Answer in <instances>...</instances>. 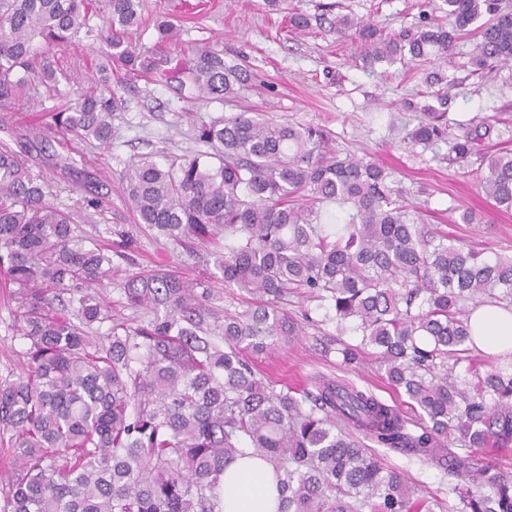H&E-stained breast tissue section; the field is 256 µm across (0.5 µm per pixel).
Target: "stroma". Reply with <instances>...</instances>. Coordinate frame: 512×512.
Masks as SVG:
<instances>
[{
  "instance_id": "1",
  "label": "stroma",
  "mask_w": 512,
  "mask_h": 512,
  "mask_svg": "<svg viewBox=\"0 0 512 512\" xmlns=\"http://www.w3.org/2000/svg\"><path fill=\"white\" fill-rule=\"evenodd\" d=\"M285 5L305 13L309 27L288 31L285 19L269 12L264 0H203L194 16L181 19L179 35L168 47L171 57L184 59L196 50L208 49L220 53L227 64L246 68L251 78L237 97L223 102L194 99L164 80L140 78L124 92V104L112 116L109 147L94 141H66L58 135L46 146L30 147L29 163L48 178L60 207L75 206L92 177L104 174L111 178L105 212L80 221L78 232L89 247L113 241L119 230L134 239L125 254L113 256L112 277L97 289L114 319L131 325L151 319V310L126 305L120 285L128 276L157 267L189 280L211 281L216 313L249 309V302L236 289L217 280L211 245L197 241L180 245L156 237L126 205L119 181L121 172L136 158L203 151L196 126L247 107L278 122L330 130L341 154L372 159L395 170L410 202L429 209L430 223L486 254L512 255V211L493 207L471 177L449 163L446 145L411 149L403 142L417 122L416 112L406 109L403 102L414 99L422 105L444 107L449 118L458 121L477 114L507 118L498 143L512 149V64L495 68L483 79L472 75L469 59L477 39H464L453 65L444 69L448 102L443 105L424 93L426 66H414L408 74L397 63L363 66L360 41L352 35H338L334 28L341 15L372 21L389 32L416 28L426 17L444 25L448 16L443 0H286ZM87 26L88 33L80 35L59 59L66 80L51 91L31 82L30 101L15 112L14 123L47 121L55 108L81 94L83 77L92 73L105 47L103 15L92 16ZM467 209L481 215L482 223H462L460 216ZM285 309L301 321L302 330L299 336L275 339L265 352L253 356L265 377L298 389L307 388L310 377L318 373L337 377L371 389L409 420H418L408 398L389 386L378 364L367 360L345 365L336 352L325 351L324 343L335 335L336 325L325 321L315 301L292 294ZM306 312L311 315L307 321L302 318ZM17 326L14 303L0 295V382L16 378L25 368L27 342ZM374 454L385 467L402 473L417 496L433 501V512H448L449 505L455 504L450 491L454 480L443 470L386 448H375Z\"/></svg>"
}]
</instances>
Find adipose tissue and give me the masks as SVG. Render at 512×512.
<instances>
[{
    "mask_svg": "<svg viewBox=\"0 0 512 512\" xmlns=\"http://www.w3.org/2000/svg\"><path fill=\"white\" fill-rule=\"evenodd\" d=\"M475 348L488 356L512 352V310L483 305L469 315ZM223 512H278L279 488L273 468L259 456L239 457L224 471Z\"/></svg>",
    "mask_w": 512,
    "mask_h": 512,
    "instance_id": "adipose-tissue-1",
    "label": "adipose tissue"
}]
</instances>
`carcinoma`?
Returning a JSON list of instances; mask_svg holds the SVG:
<instances>
[{
  "label": "carcinoma",
  "instance_id": "cac0c4a2",
  "mask_svg": "<svg viewBox=\"0 0 512 512\" xmlns=\"http://www.w3.org/2000/svg\"><path fill=\"white\" fill-rule=\"evenodd\" d=\"M97 0H0V124L25 98L30 79L57 83L34 66L33 41L66 51ZM449 27L424 24L387 32L336 18L353 30L369 64L452 63L457 40L479 26L470 60L486 76L512 61V7L502 0H444ZM111 51L96 70L109 78L157 76L222 101L248 80L218 54L198 52L169 66L164 41L151 57L132 47L140 0H107ZM121 105L105 86L51 114L46 126L17 131L18 149L0 146V286L20 312L27 340L24 375L0 383V431L14 448L0 469V512H223L224 469L251 451L274 469L279 512H419L404 478L386 471L351 435L424 458L456 480L453 512H512V474L488 454L512 451V364L472 371L466 303L512 301V257L493 259L426 224L394 172L374 160L341 157L325 129L237 112L201 128L218 154L140 159L121 175L138 223L173 242L230 241L217 255L224 286L262 303L244 315L224 313L213 330L212 292L170 270L124 281L127 305L154 317L131 326L83 290L112 276V255L74 236L77 211L51 200L44 176L27 165V146L54 130L101 145L112 141ZM495 125L474 116L455 123L423 109L407 133L412 146H448V163L479 160L475 174L495 206L512 211V150L485 152ZM109 193L94 190L79 209L102 211ZM350 206L331 234L318 205ZM330 304L336 329L351 323L356 344L328 340L345 364L375 349L388 384L404 393L427 423L413 430L374 394L317 375L312 390L279 388L244 357L298 323L281 304L288 291ZM69 295L74 317L54 303ZM111 323L105 336L93 326ZM459 440L461 447L448 443Z\"/></svg>",
  "mask_w": 512,
  "mask_h": 512
}]
</instances>
